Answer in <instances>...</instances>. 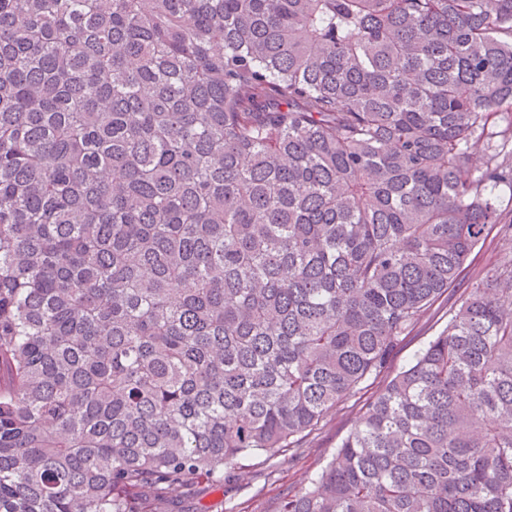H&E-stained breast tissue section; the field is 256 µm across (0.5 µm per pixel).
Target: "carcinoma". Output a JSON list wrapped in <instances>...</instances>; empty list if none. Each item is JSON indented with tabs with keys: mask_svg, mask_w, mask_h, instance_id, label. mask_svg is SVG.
Wrapping results in <instances>:
<instances>
[{
	"mask_svg": "<svg viewBox=\"0 0 512 512\" xmlns=\"http://www.w3.org/2000/svg\"><path fill=\"white\" fill-rule=\"evenodd\" d=\"M506 190L512 0H0V512L303 447ZM279 512H512V260Z\"/></svg>",
	"mask_w": 512,
	"mask_h": 512,
	"instance_id": "1",
	"label": "carcinoma"
}]
</instances>
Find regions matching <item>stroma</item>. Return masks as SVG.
I'll use <instances>...</instances> for the list:
<instances>
[{
    "label": "stroma",
    "mask_w": 512,
    "mask_h": 512,
    "mask_svg": "<svg viewBox=\"0 0 512 512\" xmlns=\"http://www.w3.org/2000/svg\"><path fill=\"white\" fill-rule=\"evenodd\" d=\"M512 259V234L490 233L482 249L465 271V283L491 275L501 263ZM447 306L425 317L398 346L389 364L398 371L436 335L448 321ZM358 405L347 401L333 409L321 428L298 452L279 450L241 461L234 475L226 477L223 488L186 486L168 505L167 512H277L282 497L300 488L309 474L319 470L336 448L337 441L354 425Z\"/></svg>",
    "instance_id": "1"
}]
</instances>
